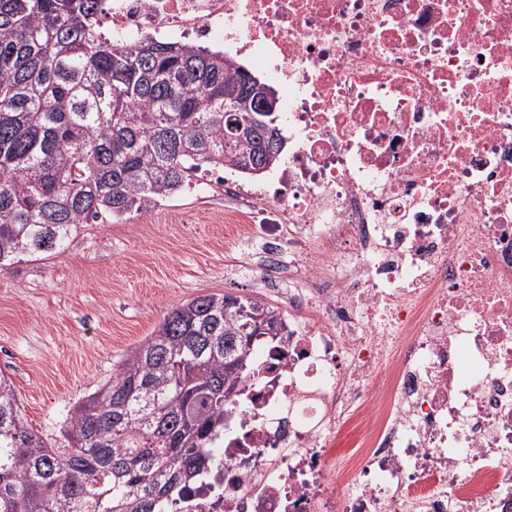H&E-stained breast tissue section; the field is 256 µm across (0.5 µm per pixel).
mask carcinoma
Returning <instances> with one entry per match:
<instances>
[{
  "label": "carcinoma",
  "instance_id": "1",
  "mask_svg": "<svg viewBox=\"0 0 512 512\" xmlns=\"http://www.w3.org/2000/svg\"><path fill=\"white\" fill-rule=\"evenodd\" d=\"M100 10L0 0V271L63 248L84 224L147 214L201 171L253 174L280 160L283 137L268 133L278 113L224 111L251 96L254 74L179 42L117 48ZM282 328L258 297L206 294L172 309L69 411L63 447L26 426L1 374L0 512H170L258 377L256 347Z\"/></svg>",
  "mask_w": 512,
  "mask_h": 512
}]
</instances>
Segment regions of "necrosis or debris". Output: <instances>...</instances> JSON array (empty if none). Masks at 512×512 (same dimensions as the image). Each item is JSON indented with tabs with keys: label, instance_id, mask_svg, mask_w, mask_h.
Returning a JSON list of instances; mask_svg holds the SVG:
<instances>
[{
	"label": "necrosis or debris",
	"instance_id": "necrosis-or-debris-1",
	"mask_svg": "<svg viewBox=\"0 0 512 512\" xmlns=\"http://www.w3.org/2000/svg\"><path fill=\"white\" fill-rule=\"evenodd\" d=\"M101 15L115 46L221 45L288 87L287 155L219 179L288 333L183 512H512V0Z\"/></svg>",
	"mask_w": 512,
	"mask_h": 512
}]
</instances>
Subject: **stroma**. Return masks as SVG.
Wrapping results in <instances>:
<instances>
[{
    "mask_svg": "<svg viewBox=\"0 0 512 512\" xmlns=\"http://www.w3.org/2000/svg\"><path fill=\"white\" fill-rule=\"evenodd\" d=\"M245 252L217 187L84 225L60 252L0 271V373L28 428L59 437L72 406L194 297L257 296L287 309V296L263 289L259 274L234 273Z\"/></svg>",
    "mask_w": 512,
    "mask_h": 512,
    "instance_id": "35a3bbf8",
    "label": "stroma"
}]
</instances>
